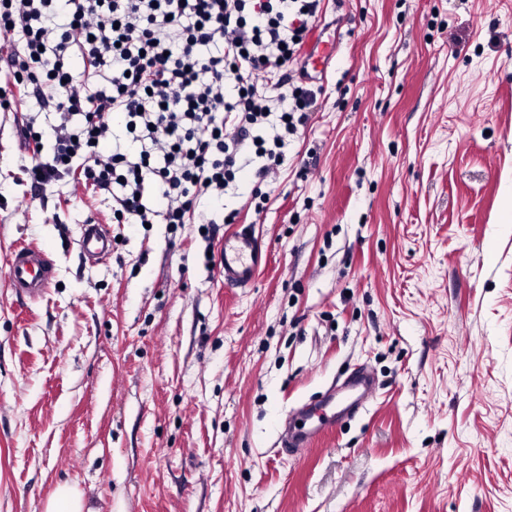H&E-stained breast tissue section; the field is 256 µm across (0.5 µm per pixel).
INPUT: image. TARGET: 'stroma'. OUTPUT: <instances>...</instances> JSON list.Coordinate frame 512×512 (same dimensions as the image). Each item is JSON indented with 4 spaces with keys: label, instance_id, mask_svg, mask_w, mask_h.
<instances>
[{
    "label": "stroma",
    "instance_id": "stroma-1",
    "mask_svg": "<svg viewBox=\"0 0 512 512\" xmlns=\"http://www.w3.org/2000/svg\"><path fill=\"white\" fill-rule=\"evenodd\" d=\"M321 7L317 110L263 185L249 164L198 200L205 226L38 187L18 129L50 117L0 112V512L63 484L84 512H512V0ZM241 228L268 262L228 287ZM20 243L56 262L35 300L7 281ZM356 372L365 408L282 453ZM80 248L90 261L105 260L111 252L112 240L109 228L99 221L84 224L79 241Z\"/></svg>",
    "mask_w": 512,
    "mask_h": 512
}]
</instances>
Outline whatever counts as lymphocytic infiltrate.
<instances>
[{
  "label": "lymphocytic infiltrate",
  "mask_w": 512,
  "mask_h": 512,
  "mask_svg": "<svg viewBox=\"0 0 512 512\" xmlns=\"http://www.w3.org/2000/svg\"><path fill=\"white\" fill-rule=\"evenodd\" d=\"M320 9L321 0H0V108L29 98L64 119L50 135L32 120L20 128L37 184L73 171L111 195L122 223L184 224L200 196H223L244 146L265 180L315 111L314 92L288 71ZM82 70L102 89L88 91ZM269 74L272 91L260 92L254 79ZM115 112L138 155L102 156ZM267 126L269 140L258 134ZM150 182L163 208L148 204Z\"/></svg>",
  "instance_id": "1"
}]
</instances>
